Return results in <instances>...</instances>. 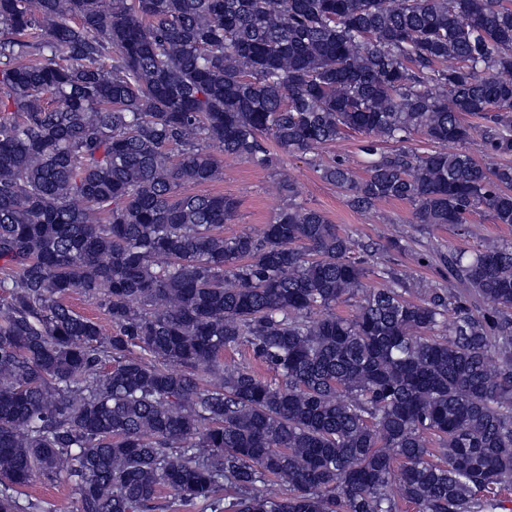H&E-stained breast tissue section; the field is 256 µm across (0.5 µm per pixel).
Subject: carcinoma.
Returning <instances> with one entry per match:
<instances>
[{
    "instance_id": "obj_1",
    "label": "carcinoma",
    "mask_w": 512,
    "mask_h": 512,
    "mask_svg": "<svg viewBox=\"0 0 512 512\" xmlns=\"http://www.w3.org/2000/svg\"><path fill=\"white\" fill-rule=\"evenodd\" d=\"M0 89V512H46L37 475L75 512L503 507L512 245L416 303L318 210L226 238L238 201L182 188L358 132L363 177L319 166L352 208L511 226L512 0H0ZM67 301L78 313L98 320L104 326L106 332L110 330V322L104 310L94 300L88 299L79 293H73ZM228 364H243L250 366L259 376L265 379H270L272 373L267 370L266 366L253 357L251 351L247 347L237 348L235 350L224 351V363ZM27 491L50 512H75L74 491L67 481L38 477Z\"/></svg>"
}]
</instances>
